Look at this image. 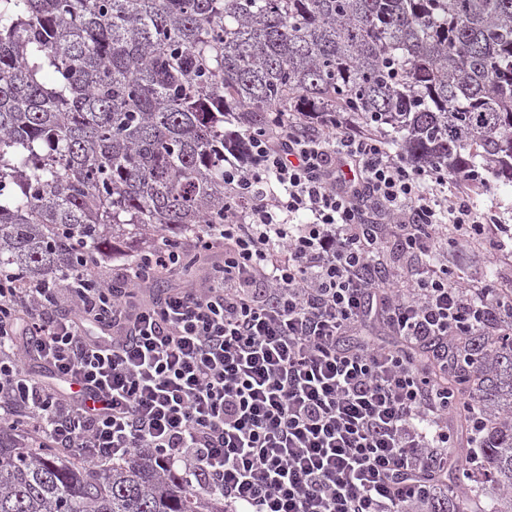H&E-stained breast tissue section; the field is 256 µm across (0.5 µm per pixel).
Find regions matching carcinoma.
I'll return each instance as SVG.
<instances>
[{
  "instance_id": "obj_1",
  "label": "carcinoma",
  "mask_w": 512,
  "mask_h": 512,
  "mask_svg": "<svg viewBox=\"0 0 512 512\" xmlns=\"http://www.w3.org/2000/svg\"><path fill=\"white\" fill-rule=\"evenodd\" d=\"M288 115L354 118L415 168L512 187V0H0V271L62 280L126 242L224 223V159ZM448 390L512 512V337L455 346ZM0 425V512H224L147 456L93 467ZM442 496L421 512H469Z\"/></svg>"
}]
</instances>
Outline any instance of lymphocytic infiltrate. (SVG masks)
Instances as JSON below:
<instances>
[{
  "mask_svg": "<svg viewBox=\"0 0 512 512\" xmlns=\"http://www.w3.org/2000/svg\"><path fill=\"white\" fill-rule=\"evenodd\" d=\"M252 153L224 169L232 204L205 243L224 262L193 287L137 299L178 272L167 249L112 284L83 269L64 285L0 277V423L92 463L143 451L182 466L226 512H418L472 401L400 349L347 338L370 321L412 343L511 335L512 310L434 262L497 216L462 192L473 174L408 166L340 121H280ZM382 219L403 255L427 256L411 276L382 266ZM32 350L67 391L29 376Z\"/></svg>",
  "mask_w": 512,
  "mask_h": 512,
  "instance_id": "obj_1",
  "label": "lymphocytic infiltrate"
}]
</instances>
